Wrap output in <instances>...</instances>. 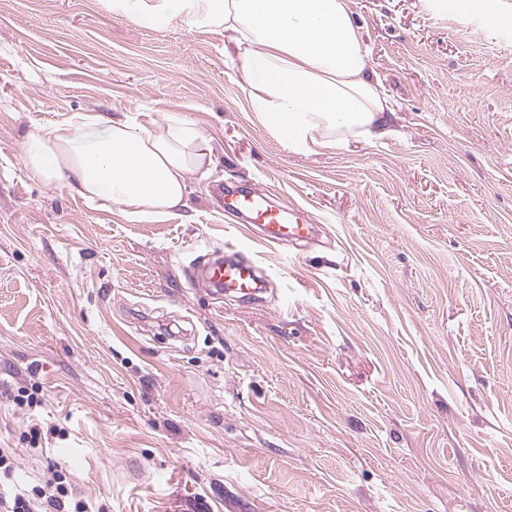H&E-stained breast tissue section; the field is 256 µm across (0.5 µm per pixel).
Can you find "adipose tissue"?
<instances>
[{"mask_svg": "<svg viewBox=\"0 0 512 512\" xmlns=\"http://www.w3.org/2000/svg\"><path fill=\"white\" fill-rule=\"evenodd\" d=\"M147 26L220 29L234 43L253 111L302 153L385 133L392 107L348 0H112ZM211 138L184 116L76 113L29 133L22 161L32 179L61 180L78 196L121 206L134 223L185 207L193 176H207Z\"/></svg>", "mask_w": 512, "mask_h": 512, "instance_id": "1", "label": "adipose tissue"}]
</instances>
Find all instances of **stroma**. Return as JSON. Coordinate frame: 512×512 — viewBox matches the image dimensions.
Listing matches in <instances>:
<instances>
[{"label": "stroma", "instance_id": "obj_1", "mask_svg": "<svg viewBox=\"0 0 512 512\" xmlns=\"http://www.w3.org/2000/svg\"><path fill=\"white\" fill-rule=\"evenodd\" d=\"M350 8L388 132L304 154L252 111L223 31L0 0V448L21 484L57 462L104 512H512V13ZM145 111L212 139L177 214L131 224L28 176L35 128ZM224 185L306 208L316 236L243 240ZM241 241L268 292L190 280ZM34 384L42 406H16Z\"/></svg>", "mask_w": 512, "mask_h": 512}]
</instances>
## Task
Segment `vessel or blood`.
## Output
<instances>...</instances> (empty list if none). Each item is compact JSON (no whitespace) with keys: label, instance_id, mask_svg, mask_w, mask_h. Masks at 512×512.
Returning <instances> with one entry per match:
<instances>
[{"label":"vessel or blood","instance_id":"vessel-or-blood-1","mask_svg":"<svg viewBox=\"0 0 512 512\" xmlns=\"http://www.w3.org/2000/svg\"><path fill=\"white\" fill-rule=\"evenodd\" d=\"M499 0H474L463 7L462 12L469 20L479 23L489 15L498 13ZM221 200L226 211L248 214L251 223L264 227L267 241L281 243L307 238L312 228L309 215L291 206H274L268 203L266 194L254 187L248 191L222 194ZM201 275L209 287L219 295H230L240 300L253 299L265 292L267 275L254 261L230 253L227 257L211 260Z\"/></svg>","mask_w":512,"mask_h":512}]
</instances>
